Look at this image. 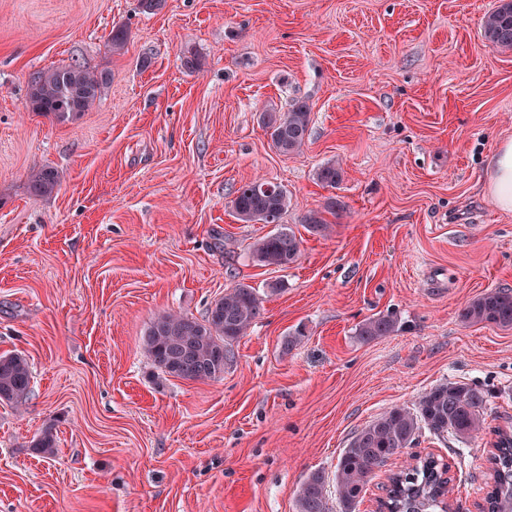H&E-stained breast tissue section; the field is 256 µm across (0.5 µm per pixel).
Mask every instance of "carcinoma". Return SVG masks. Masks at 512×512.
I'll return each instance as SVG.
<instances>
[{"label":"carcinoma","instance_id":"cac0c4a2","mask_svg":"<svg viewBox=\"0 0 512 512\" xmlns=\"http://www.w3.org/2000/svg\"><path fill=\"white\" fill-rule=\"evenodd\" d=\"M484 38L512 50V0H501L484 24ZM109 83L105 72L90 71L76 65L40 71L30 83L31 110L59 123L86 112ZM262 123L273 146L282 154L299 151L310 135L311 107L296 100L286 112H264ZM317 178L334 187L341 171L333 163L322 166ZM60 183L58 171L51 167L34 169L29 175V190L35 197L52 194ZM264 181L241 185L232 208L245 223L281 220L290 204L288 191L270 184L272 192L262 190ZM305 228L324 235L329 224L322 212L311 211ZM302 239L294 231L281 229L256 240L251 258L261 266L286 269L301 254ZM262 298L255 288L237 284L215 300L200 319L180 313L164 312L151 322L144 337V349L153 366L163 375L184 380H216L235 360L234 344L251 329L259 317ZM465 324H491L512 329V293L490 289L468 302L460 314ZM395 330V321L380 316L366 321L359 335L386 336ZM32 371L27 359L18 353L0 355V402L19 403L32 392ZM486 391L461 382L440 383L426 391L414 407H394L362 428L340 456L335 471L340 512H356L368 477L377 467L396 458L416 443L419 434L443 437L447 433L465 440L484 429ZM55 436L48 428L32 442L35 451L51 455ZM493 484L485 503L488 512H512V434L497 432V452L492 457ZM444 463L423 459L399 473L390 489L389 501L395 512H440L443 509ZM296 512H330L327 480L321 471L310 473L294 490Z\"/></svg>","mask_w":512,"mask_h":512}]
</instances>
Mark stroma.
Returning a JSON list of instances; mask_svg holds the SVG:
<instances>
[{
  "label": "stroma",
  "instance_id": "1",
  "mask_svg": "<svg viewBox=\"0 0 512 512\" xmlns=\"http://www.w3.org/2000/svg\"><path fill=\"white\" fill-rule=\"evenodd\" d=\"M496 4L0 0V354L33 372L26 401L0 404V512H295L358 430L446 381L487 391L488 430L425 431L415 451L447 461L456 512H476L493 431L512 432V330L460 319L512 292V212L485 189L512 139V50L483 36ZM69 64L109 73L95 106L66 124L32 112L33 75ZM297 99L311 133L284 155L260 116ZM330 161L333 188L316 176ZM45 166L61 182L32 196ZM258 179L291 199L285 270L249 252L276 226L232 209ZM331 200L328 235L306 231ZM240 282L263 303L235 363L159 374L142 349L155 316L203 317ZM387 314L397 331L359 336ZM49 426L55 453L37 454ZM29 190L35 197L51 195L60 183L58 171L51 167L33 169L29 175Z\"/></svg>",
  "mask_w": 512,
  "mask_h": 512
}]
</instances>
